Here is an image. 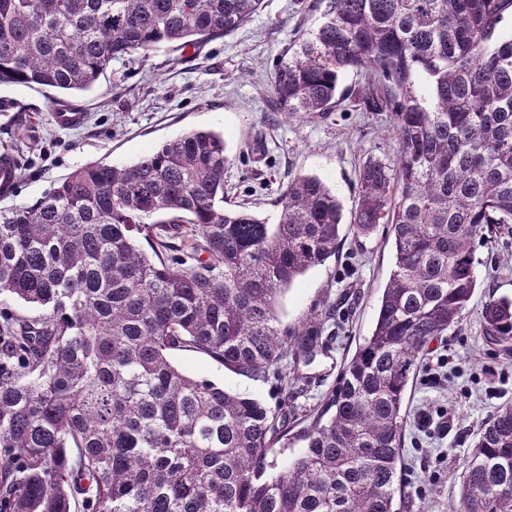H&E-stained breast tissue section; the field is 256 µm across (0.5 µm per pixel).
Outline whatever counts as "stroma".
<instances>
[{
  "mask_svg": "<svg viewBox=\"0 0 512 512\" xmlns=\"http://www.w3.org/2000/svg\"><path fill=\"white\" fill-rule=\"evenodd\" d=\"M302 0H263L261 10L237 32L193 50L166 46L149 57L113 62L112 72L79 93L85 123L65 128L54 119L52 91L0 86V152L20 164L18 189L0 194V209L34 202L52 183L85 163L130 164L190 129L224 136L232 163L225 176L228 202L263 217L282 183L301 174L320 178L344 215L358 204L359 171L368 158L392 162L397 142L387 113L364 111L346 99L334 112L287 119L275 113L274 66L297 26L312 27ZM260 153H252L253 143ZM336 257L299 276L280 297L277 315L294 327L313 310L328 312L310 360L285 362L280 375L250 379L210 358L177 352L187 373L248 394L279 415L290 432L273 448L276 465L301 454V431L337 385L343 363L374 327L382 290L393 268L384 227L368 235L341 226ZM481 277L461 321L422 354L405 395L407 425L401 495L406 512H460L459 473L487 419L512 404V349L484 336L479 313L488 297L512 298V231L490 235L478 246ZM447 359L436 385L423 382L426 366ZM448 407L455 421L447 434L423 424L424 414Z\"/></svg>",
  "mask_w": 512,
  "mask_h": 512,
  "instance_id": "obj_1",
  "label": "stroma"
}]
</instances>
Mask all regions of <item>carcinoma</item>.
I'll return each instance as SVG.
<instances>
[{
    "label": "carcinoma",
    "instance_id": "cac0c4a2",
    "mask_svg": "<svg viewBox=\"0 0 512 512\" xmlns=\"http://www.w3.org/2000/svg\"><path fill=\"white\" fill-rule=\"evenodd\" d=\"M262 0H0V85L65 103L112 62L243 27ZM319 15L279 58L287 118L334 111L340 78L387 112L398 149L359 174L353 223L386 225L393 269L371 335L271 473L283 437L259 400L194 377L202 354L263 378L318 345L280 295L336 256L343 213L316 176L288 178L276 222L224 200V136L191 129L126 166L88 162L30 204L0 209V512H400L404 395L428 345L461 320L476 243L512 224V0H312ZM202 242L186 251L187 226ZM145 233L153 255L137 244ZM484 335L512 343V299L488 298ZM463 512H512V405L464 461Z\"/></svg>",
    "mask_w": 512,
    "mask_h": 512
}]
</instances>
